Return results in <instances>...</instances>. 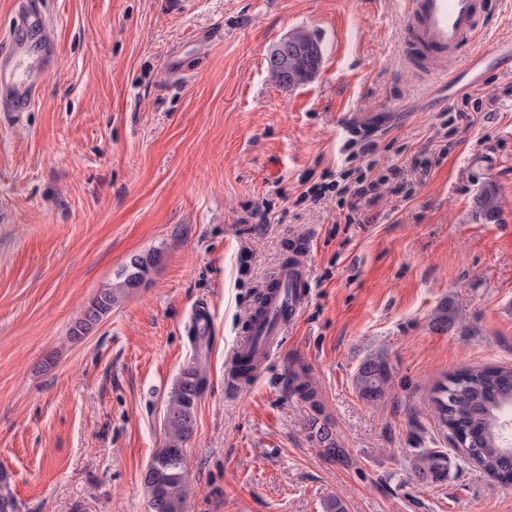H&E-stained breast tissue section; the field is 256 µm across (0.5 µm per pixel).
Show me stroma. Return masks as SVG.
I'll use <instances>...</instances> for the list:
<instances>
[{"mask_svg":"<svg viewBox=\"0 0 512 512\" xmlns=\"http://www.w3.org/2000/svg\"><path fill=\"white\" fill-rule=\"evenodd\" d=\"M59 63L36 106L0 116V469L17 512H150L182 371L205 375L184 442L188 512H512L458 454L417 483V448H449L437 378L512 366V62L448 94L403 59L400 0H46ZM319 35L293 90L267 55ZM386 112L372 158L347 143ZM402 168L349 224L299 195L336 170ZM493 187L499 222L476 214ZM311 242L308 299L256 379L225 372L264 281ZM147 281L80 340L90 301L134 255ZM208 304L209 334L192 309ZM449 307L457 319H435ZM379 356L383 398L354 376ZM302 371L316 403L295 394ZM332 431L343 458L323 452Z\"/></svg>","mask_w":512,"mask_h":512,"instance_id":"35a3bbf8","label":"stroma"}]
</instances>
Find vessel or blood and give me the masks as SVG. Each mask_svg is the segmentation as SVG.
I'll list each match as a JSON object with an SVG mask.
<instances>
[{
  "mask_svg": "<svg viewBox=\"0 0 512 512\" xmlns=\"http://www.w3.org/2000/svg\"><path fill=\"white\" fill-rule=\"evenodd\" d=\"M406 59L412 65L428 61L440 66L441 82L452 83L476 68L490 51L476 52L478 15L497 16L504 0H402ZM13 30L0 46V112L19 115L35 105L47 75L58 59V49L46 35L48 15L44 0H15ZM43 39L42 53L29 57L32 36ZM309 252L297 250L290 265L281 267L268 286L265 305L251 313L246 336L236 354L264 364L296 320L306 297Z\"/></svg>",
  "mask_w": 512,
  "mask_h": 512,
  "instance_id": "vessel-or-blood-1",
  "label": "vessel or blood"
}]
</instances>
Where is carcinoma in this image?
Returning a JSON list of instances; mask_svg holds the SVG:
<instances>
[{
	"label": "carcinoma",
	"instance_id": "1",
	"mask_svg": "<svg viewBox=\"0 0 512 512\" xmlns=\"http://www.w3.org/2000/svg\"><path fill=\"white\" fill-rule=\"evenodd\" d=\"M479 216L496 222L500 205L496 191L488 187L476 199ZM156 256L135 255L118 273V281L100 291L71 329L80 339L112 311L131 290L147 279ZM389 370L379 357L366 359L355 376L359 394L368 401L381 399L386 392ZM204 377L199 367L187 366L173 388L166 406L164 429L167 444L153 457L144 476L151 512H185L188 498L184 448L191 435ZM448 412L442 418L448 427L466 439L460 451L463 461L502 481H512V445L504 442L503 413L512 411V368L481 367L448 377ZM412 468L421 483L448 478V454L432 448L413 449ZM9 476L0 470V512H16V502L7 491Z\"/></svg>",
	"mask_w": 512,
	"mask_h": 512
}]
</instances>
